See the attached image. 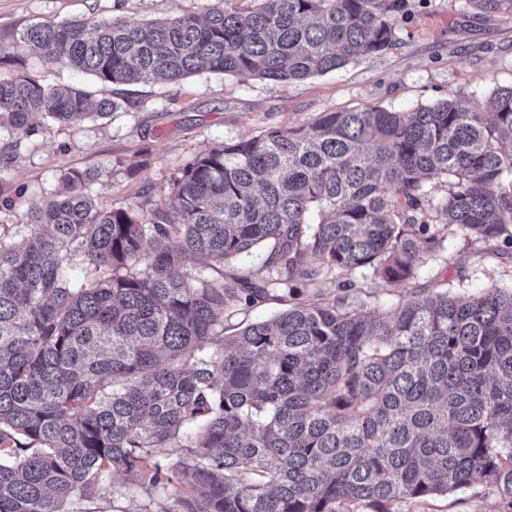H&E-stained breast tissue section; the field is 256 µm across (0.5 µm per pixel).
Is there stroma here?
I'll use <instances>...</instances> for the list:
<instances>
[{"label": "stroma", "instance_id": "1", "mask_svg": "<svg viewBox=\"0 0 512 512\" xmlns=\"http://www.w3.org/2000/svg\"><path fill=\"white\" fill-rule=\"evenodd\" d=\"M202 0H0V36L40 22L91 15L132 23L200 15ZM397 41L383 54L304 80L200 73L180 82L98 85L90 75L28 55L27 73L50 87H87L120 104L106 118L61 124L37 117L28 131L0 125V231L17 240V223L62 187L70 170L86 173L104 208L163 202L171 179L198 152L248 139L272 127H298L320 113L385 107L412 111L442 100L483 107L512 84V20L470 10L465 0H401ZM451 264L427 262L420 284L472 295L512 286V266L484 243L449 237ZM401 512H500L494 489L476 485Z\"/></svg>", "mask_w": 512, "mask_h": 512}]
</instances>
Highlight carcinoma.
Returning <instances> with one entry per match:
<instances>
[{
    "label": "carcinoma",
    "mask_w": 512,
    "mask_h": 512,
    "mask_svg": "<svg viewBox=\"0 0 512 512\" xmlns=\"http://www.w3.org/2000/svg\"><path fill=\"white\" fill-rule=\"evenodd\" d=\"M255 2L1 37L0 117L117 109L12 72L28 49L102 84L290 82L396 40L398 0ZM468 2L512 18V0ZM62 182L22 216L24 243L0 233V512H68L108 485L135 512H399L482 483L512 512V288H412L383 311L332 296L417 282L450 262V232L512 261V85L486 108L324 112L226 141L147 211ZM256 248L259 267H234ZM262 303L285 308L226 332Z\"/></svg>",
    "instance_id": "carcinoma-1"
}]
</instances>
